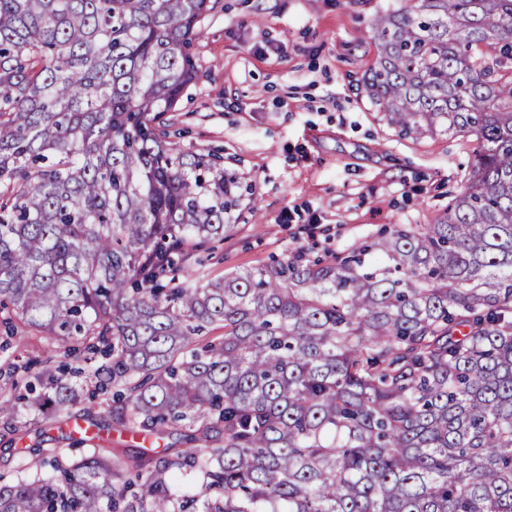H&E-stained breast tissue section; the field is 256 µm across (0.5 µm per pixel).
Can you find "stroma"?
Returning a JSON list of instances; mask_svg holds the SVG:
<instances>
[{
	"instance_id": "stroma-1",
	"label": "stroma",
	"mask_w": 512,
	"mask_h": 512,
	"mask_svg": "<svg viewBox=\"0 0 512 512\" xmlns=\"http://www.w3.org/2000/svg\"><path fill=\"white\" fill-rule=\"evenodd\" d=\"M406 0H216L191 52L198 77L164 116L171 143L223 156L254 184L199 267L209 279L269 264L291 247L340 248L394 224H430L464 185L467 138L396 135L365 96L376 54L371 24ZM56 370L51 340L0 326V400L24 371ZM65 448L58 427L0 415V474L22 468L17 445Z\"/></svg>"
}]
</instances>
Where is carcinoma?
<instances>
[{"label": "carcinoma", "mask_w": 512, "mask_h": 512, "mask_svg": "<svg viewBox=\"0 0 512 512\" xmlns=\"http://www.w3.org/2000/svg\"><path fill=\"white\" fill-rule=\"evenodd\" d=\"M212 9L0 0V312L69 355L100 345L112 423H84L141 441L20 449L0 512H512V0L372 24L363 90L388 125L476 142L442 218L204 282L194 253L244 197L258 212L166 141ZM36 380L35 425L82 397Z\"/></svg>", "instance_id": "obj_1"}]
</instances>
